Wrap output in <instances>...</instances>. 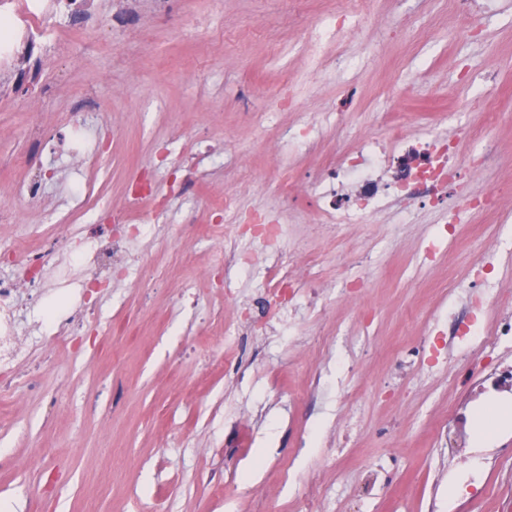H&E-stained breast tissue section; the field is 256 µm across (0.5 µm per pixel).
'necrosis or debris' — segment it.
Instances as JSON below:
<instances>
[{
  "label": "necrosis or debris",
  "mask_w": 512,
  "mask_h": 512,
  "mask_svg": "<svg viewBox=\"0 0 512 512\" xmlns=\"http://www.w3.org/2000/svg\"><path fill=\"white\" fill-rule=\"evenodd\" d=\"M99 16L98 0H0V23L6 25L0 32V73L13 76L19 83H42L44 73L31 70L29 64L44 61L45 37H52L58 46L84 45L85 23ZM19 106L30 117L19 133L30 142L31 149L14 155V167L35 168L45 157L63 149L76 162L77 172L69 183L72 205L57 212L54 223L38 233L26 231L0 244V258L9 266L8 271L0 272V350L16 346L23 333L20 311L41 303L45 288H66L111 272L113 252L127 242L120 225L147 227L178 222L186 229L191 226L190 220L180 219L172 210L151 205L153 185L148 182L136 189V206L116 213L114 224L94 225L90 252L82 254L79 243L63 236L61 228L83 223L88 213L111 204L98 189L99 182L107 178L102 139L91 133L85 110L69 113L63 138L58 141L36 119V104L24 99ZM454 164L455 155L446 139L432 133L413 136L403 127H392L384 141L365 145L361 152L315 177V207L310 217L313 223L339 230L364 223L384 209H404L418 199L434 201L447 185ZM257 232L267 244L268 262L259 266L252 257L230 250L223 257L225 266L259 269L267 283L264 298L268 301H289L300 289L317 287L310 252L281 251L278 242L282 229L274 220L258 219Z\"/></svg>",
  "instance_id": "4bbe7bcc"
}]
</instances>
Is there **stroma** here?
I'll use <instances>...</instances> for the list:
<instances>
[{"instance_id":"35a3bbf8","label":"stroma","mask_w":512,"mask_h":512,"mask_svg":"<svg viewBox=\"0 0 512 512\" xmlns=\"http://www.w3.org/2000/svg\"><path fill=\"white\" fill-rule=\"evenodd\" d=\"M480 2L463 14L454 0H372L371 25L313 56L311 30L353 0H306L303 29L284 26L283 0H111L123 26L87 34L106 51L78 64L69 48L53 53L50 83L26 94L55 132L79 102L97 106L92 122L112 131L113 209L145 172L200 226L216 220L209 201L234 195L240 216L289 225L282 249L310 250L321 288L255 324L254 273L217 270L188 289L190 269L213 260L200 239L164 226L135 238L140 271L118 257L106 283L70 291L99 312L82 348L64 341L48 355L34 333L0 389V500L20 512H307L315 479L319 512H477L470 496L482 491L512 501V424L484 441L469 433L470 471L455 468L444 429L456 386L512 364V342L478 356L448 348L449 319L472 320L471 292L491 314L512 311V0ZM328 112L341 124L287 148ZM400 123L412 134L481 129L482 167L464 163L439 202L404 215L335 234L308 223L314 176ZM164 145L210 149L224 165L186 199L176 158L157 159ZM484 189L496 192L489 210L463 214L449 246L429 254L448 213ZM489 250L494 265L474 284L468 267ZM448 276L453 300L438 286ZM350 282L360 291L348 303ZM314 336L322 361L302 365ZM35 368L53 403L16 405Z\"/></svg>"}]
</instances>
